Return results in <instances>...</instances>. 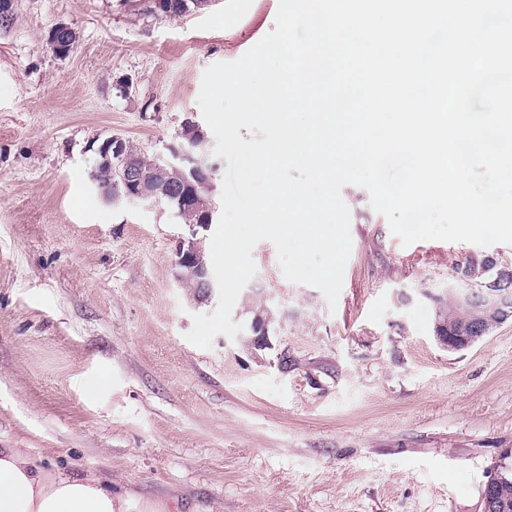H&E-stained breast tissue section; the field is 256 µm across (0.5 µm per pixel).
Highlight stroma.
I'll list each match as a JSON object with an SVG mask.
<instances>
[{
    "instance_id": "stroma-1",
    "label": "stroma",
    "mask_w": 512,
    "mask_h": 512,
    "mask_svg": "<svg viewBox=\"0 0 512 512\" xmlns=\"http://www.w3.org/2000/svg\"><path fill=\"white\" fill-rule=\"evenodd\" d=\"M278 0H14L0 25V448L77 478H111L133 512H482L512 452V320L451 352L432 294L512 245L402 246L346 185L351 253L336 307L288 281L274 244L233 319L271 297L265 347L185 334L199 302L175 242L209 246L163 203L106 202L89 173L107 138L163 157L202 121L204 70L275 28ZM77 33L54 53L50 30ZM288 355V372L278 369Z\"/></svg>"
}]
</instances>
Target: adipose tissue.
Returning a JSON list of instances; mask_svg holds the SVG:
<instances>
[{
	"label": "adipose tissue",
	"instance_id": "1",
	"mask_svg": "<svg viewBox=\"0 0 512 512\" xmlns=\"http://www.w3.org/2000/svg\"><path fill=\"white\" fill-rule=\"evenodd\" d=\"M98 479L49 473L18 448H0V512H128Z\"/></svg>",
	"mask_w": 512,
	"mask_h": 512
}]
</instances>
